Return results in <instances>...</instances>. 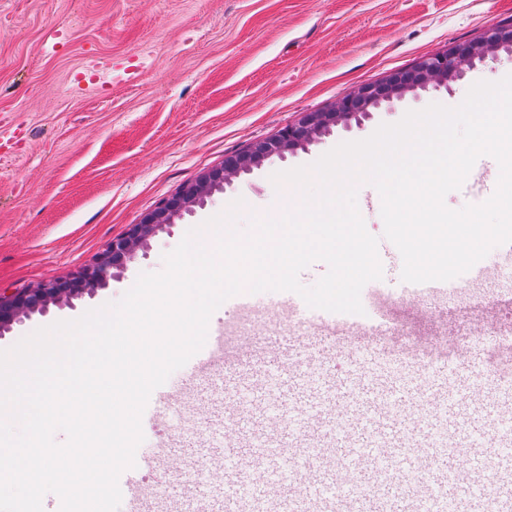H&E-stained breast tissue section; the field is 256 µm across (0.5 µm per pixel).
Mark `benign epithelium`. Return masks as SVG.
<instances>
[{
	"label": "benign epithelium",
	"instance_id": "benign-epithelium-1",
	"mask_svg": "<svg viewBox=\"0 0 512 512\" xmlns=\"http://www.w3.org/2000/svg\"><path fill=\"white\" fill-rule=\"evenodd\" d=\"M512 47V26L493 25L474 40L455 44L422 57L410 69L392 73L384 79L361 85L339 99L330 108L302 112L273 136L253 142L245 150L227 157L218 167L202 171L172 197L160 202L140 221L130 225L121 236L112 239L96 262L72 280H50L11 296H0V333L36 312L44 313L49 305L68 301L84 294L92 295L134 261L157 232L176 223L186 212L201 206L216 191L239 176L251 172L274 157L284 158L319 142L338 126L361 122L371 109L391 103L408 93L448 86L462 79L475 62L495 58Z\"/></svg>",
	"mask_w": 512,
	"mask_h": 512
}]
</instances>
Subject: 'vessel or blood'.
<instances>
[{"instance_id":"vessel-or-blood-1","label":"vessel or blood","mask_w":512,"mask_h":512,"mask_svg":"<svg viewBox=\"0 0 512 512\" xmlns=\"http://www.w3.org/2000/svg\"><path fill=\"white\" fill-rule=\"evenodd\" d=\"M398 292L361 295L363 314L308 307L293 292H244L226 304L241 316L295 322L299 338L256 337L246 348L228 332L210 336L185 365L189 374L224 371V397L202 385L164 384L151 404L176 409L197 402L201 417L221 428L210 449L218 473L196 494L193 466L202 452L182 438L137 451L119 479L125 512H512V393L485 375L477 354L455 362L447 377L397 357L367 365ZM406 294L433 303L447 296L440 281L407 285ZM359 370L344 379L327 368L337 351ZM180 494L156 498L140 484L142 464Z\"/></svg>"}]
</instances>
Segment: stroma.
<instances>
[{
	"label": "stroma",
	"instance_id": "obj_1",
	"mask_svg": "<svg viewBox=\"0 0 512 512\" xmlns=\"http://www.w3.org/2000/svg\"><path fill=\"white\" fill-rule=\"evenodd\" d=\"M512 22V0H0V295L70 279L112 238L203 170L323 110L422 56ZM512 73V53L479 63L450 90L407 95L337 127L319 143L264 162L153 237L120 277L0 335V350L36 329L119 301L141 273L163 270L192 228L289 205L274 173L363 140L407 111L456 106L479 81ZM488 286L504 301L475 325L472 298L447 312L396 304L405 341L452 364L465 333L488 337L487 365L512 372V264L492 249Z\"/></svg>",
	"mask_w": 512,
	"mask_h": 512
}]
</instances>
